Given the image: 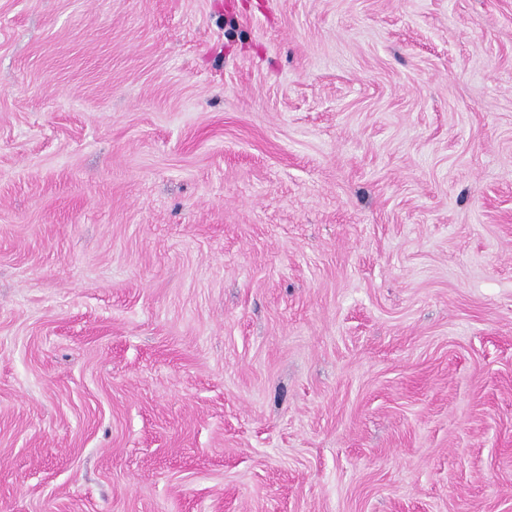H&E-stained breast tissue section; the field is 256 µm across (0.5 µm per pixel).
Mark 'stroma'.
Masks as SVG:
<instances>
[{
    "label": "stroma",
    "mask_w": 512,
    "mask_h": 512,
    "mask_svg": "<svg viewBox=\"0 0 512 512\" xmlns=\"http://www.w3.org/2000/svg\"><path fill=\"white\" fill-rule=\"evenodd\" d=\"M0 512H512V0H0Z\"/></svg>",
    "instance_id": "obj_1"
}]
</instances>
